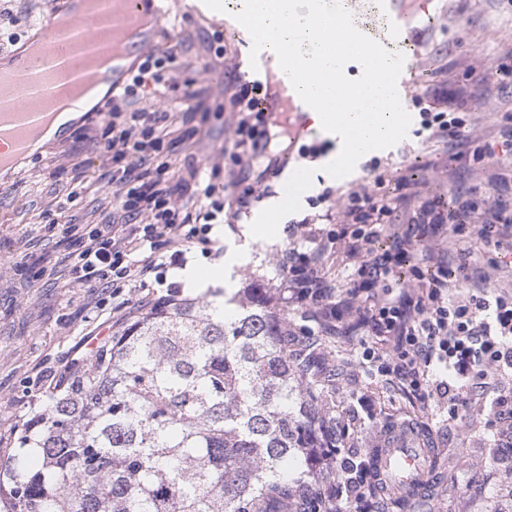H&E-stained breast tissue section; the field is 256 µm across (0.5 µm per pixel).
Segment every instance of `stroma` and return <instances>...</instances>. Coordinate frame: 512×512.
Wrapping results in <instances>:
<instances>
[{
  "label": "stroma",
  "mask_w": 512,
  "mask_h": 512,
  "mask_svg": "<svg viewBox=\"0 0 512 512\" xmlns=\"http://www.w3.org/2000/svg\"><path fill=\"white\" fill-rule=\"evenodd\" d=\"M167 2L165 24L172 48L186 65V78L222 91L225 72L246 65V58L230 42L223 65H214L204 39L223 30V21L193 13L187 0ZM4 9L10 10L14 21L0 24V59L39 39L38 24L51 18L53 0H0V11ZM411 25L419 30L413 57L417 81L453 85L464 80L476 88L495 70L504 48L512 45V0H430L427 13L412 14ZM402 109L412 117L410 127L376 159L390 179L406 177L434 185L446 156L418 137V109L408 101ZM103 122L102 115L85 113L67 136L26 158L22 175L0 180V434L4 436L28 413L32 397L42 389L43 374L63 371L73 360L85 362L94 354L97 344L87 341V332L97 331L103 338L113 333L108 310L91 307L89 290L71 285L63 275L66 258L76 248L69 226L99 222L114 203L112 185L87 182L104 171V151L92 140ZM230 137L223 119H211L206 136L188 141L177 160L210 167ZM299 148L288 125H281L270 151L246 172L248 184L260 189L261 173L280 168L285 158H294L305 168L307 181L288 211L289 220L310 214L306 198L315 184L344 193L372 186L364 161H357L342 177L323 179L314 159L301 158ZM287 244L284 236L254 244L248 261L233 275L234 287L257 279L278 285L273 256ZM313 339L326 363L352 377L351 384L337 388L335 394L337 413L349 421L341 445L358 461L370 462L384 445L380 434L384 421L410 418L409 404L384 388L374 374L356 375L349 344L318 331ZM487 419V410L475 405L465 428L436 423L425 430L437 453L422 492L406 499L401 511L386 495L377 494L379 512H512V459L498 455L486 433Z\"/></svg>",
  "instance_id": "35a3bbf8"
}]
</instances>
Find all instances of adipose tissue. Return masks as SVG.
Segmentation results:
<instances>
[{
  "mask_svg": "<svg viewBox=\"0 0 512 512\" xmlns=\"http://www.w3.org/2000/svg\"><path fill=\"white\" fill-rule=\"evenodd\" d=\"M254 15L259 21L265 48L276 64L288 67L308 64L309 70L293 88L294 95L308 98V130L336 142V152L325 158L321 170L329 176L351 169L370 152H384L403 135L411 117L396 111L379 89L350 81L339 85L337 72L349 58L374 60L377 70H391L393 57L372 59L369 45L350 36L351 19L341 4L317 0L303 11L290 0H278L266 8L263 0H237L230 19Z\"/></svg>",
  "mask_w": 512,
  "mask_h": 512,
  "instance_id": "obj_1",
  "label": "adipose tissue"
}]
</instances>
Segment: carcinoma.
Returning <instances> with one entry per match:
<instances>
[{
    "label": "carcinoma",
    "instance_id": "carcinoma-1",
    "mask_svg": "<svg viewBox=\"0 0 512 512\" xmlns=\"http://www.w3.org/2000/svg\"><path fill=\"white\" fill-rule=\"evenodd\" d=\"M156 301L43 395L0 458V512H289L334 448L325 375L268 284ZM230 314H224V307Z\"/></svg>",
    "mask_w": 512,
    "mask_h": 512
}]
</instances>
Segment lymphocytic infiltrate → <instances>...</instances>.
Here are the masks:
<instances>
[{
  "instance_id": "f902f5d3",
  "label": "lymphocytic infiltrate",
  "mask_w": 512,
  "mask_h": 512,
  "mask_svg": "<svg viewBox=\"0 0 512 512\" xmlns=\"http://www.w3.org/2000/svg\"><path fill=\"white\" fill-rule=\"evenodd\" d=\"M183 68L171 49L149 53L107 103L110 119L99 140L112 155V220L78 230L68 276L71 284L90 289L95 307L110 306L120 319L133 310L125 289L163 285L167 299H174L181 290L167 282L168 267H185L194 247L219 257L210 232L249 213L255 190L243 185L240 174L271 142L269 123L256 109L255 86L231 73L223 97L200 88L188 92L191 104L184 112L143 107L149 86L178 90ZM469 98L437 84L425 85L412 98L426 142L448 156L446 192L427 196L417 181L400 179L394 193H386L385 176L371 164L375 190H349L336 211L331 207L336 191L325 188L315 200L319 212L289 224L288 245L274 258L289 302L305 306L307 321L346 339L357 328H367L376 345L363 352V361L376 365L385 384L404 392L422 415L457 428L478 401L488 403L494 419H512V388L504 385L512 377V290L466 277L464 247L471 236H479L493 245L490 266L499 268L501 257L512 254V200L495 195L500 174L469 187L456 180L458 161L483 169L512 153V114L497 120V136H471ZM215 112L229 113L233 122L231 144L221 151L223 164L206 175L191 162L176 168V147L194 138ZM176 122L184 126L177 137L170 131ZM223 173L228 176L224 183L219 180ZM207 175L212 178L208 184L203 181ZM402 220L407 229L392 234L393 224ZM336 224L341 232H333ZM443 228L458 246L455 255L438 257L420 248L425 236ZM386 236L392 237V248L378 250ZM337 253L352 268L343 289L328 277ZM408 272L413 287H390V280ZM354 471L352 459L319 454L306 505L341 512L347 502L352 512H371Z\"/></svg>"
}]
</instances>
